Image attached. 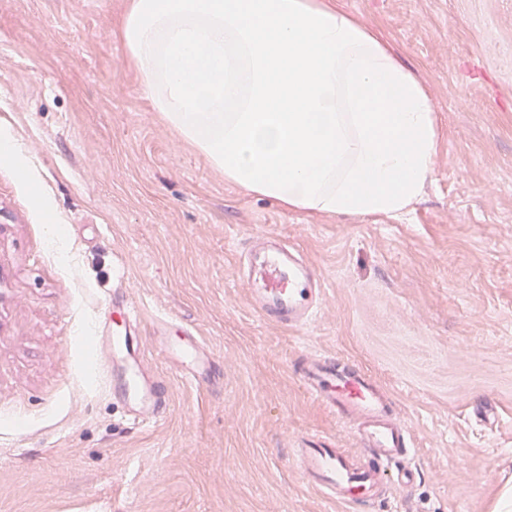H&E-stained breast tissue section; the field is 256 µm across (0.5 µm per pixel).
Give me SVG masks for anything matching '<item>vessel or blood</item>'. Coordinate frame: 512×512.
I'll use <instances>...</instances> for the list:
<instances>
[{
  "instance_id": "obj_1",
  "label": "vessel or blood",
  "mask_w": 512,
  "mask_h": 512,
  "mask_svg": "<svg viewBox=\"0 0 512 512\" xmlns=\"http://www.w3.org/2000/svg\"><path fill=\"white\" fill-rule=\"evenodd\" d=\"M237 273L260 316L291 329L308 325L325 293L318 270L297 249L269 234L248 242ZM112 303L120 310L125 331L119 336L100 331L96 366L111 377L112 393L127 421H158L167 411V390L144 367L138 309L121 285L113 288ZM159 349L185 379H210L213 363L195 336H185L176 345L160 344ZM297 376L316 401L347 425L353 443L348 449L329 436L297 441L293 455L308 486L353 512H371L391 497L394 485L412 484L414 472L404 465L412 452V436L382 386L361 369L321 353L303 354Z\"/></svg>"
}]
</instances>
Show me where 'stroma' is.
Wrapping results in <instances>:
<instances>
[{
	"mask_svg": "<svg viewBox=\"0 0 512 512\" xmlns=\"http://www.w3.org/2000/svg\"><path fill=\"white\" fill-rule=\"evenodd\" d=\"M380 32L435 110L434 175L410 221L292 211L225 181L143 95L116 35L127 0H0V512H344L292 447L347 443L293 373L344 359L397 403L416 480L373 512H500L512 489V0H333ZM47 197L54 246L35 200ZM275 233L320 272L306 328L261 318L236 277ZM124 283L165 418L127 422L87 338ZM192 331L219 370L159 353ZM0 161L12 164L16 170L19 182L29 191H35L34 179L22 162L16 145L9 135H0Z\"/></svg>",
	"mask_w": 512,
	"mask_h": 512,
	"instance_id": "obj_1",
	"label": "stroma"
}]
</instances>
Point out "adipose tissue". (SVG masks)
<instances>
[{
	"instance_id": "ef3b65f1",
	"label": "adipose tissue",
	"mask_w": 512,
	"mask_h": 512,
	"mask_svg": "<svg viewBox=\"0 0 512 512\" xmlns=\"http://www.w3.org/2000/svg\"><path fill=\"white\" fill-rule=\"evenodd\" d=\"M120 37L165 124L250 194L402 221L433 175L425 89L329 0H128Z\"/></svg>"
}]
</instances>
